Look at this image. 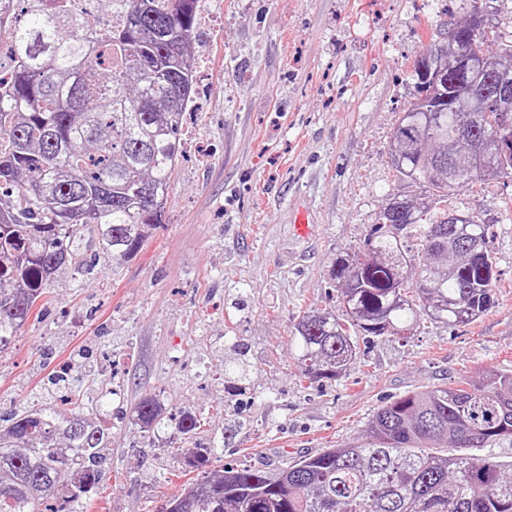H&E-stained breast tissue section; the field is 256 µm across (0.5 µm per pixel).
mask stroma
<instances>
[{
    "instance_id": "1",
    "label": "stroma",
    "mask_w": 512,
    "mask_h": 512,
    "mask_svg": "<svg viewBox=\"0 0 512 512\" xmlns=\"http://www.w3.org/2000/svg\"><path fill=\"white\" fill-rule=\"evenodd\" d=\"M473 0H201L198 94L165 218L136 258H96L64 277L37 321L0 354V416L83 400L112 431L93 512H163L188 482L196 448L225 463L279 466L360 442L382 405L467 377L512 372V178L456 192L452 206L490 223L501 270L493 305L454 328L423 320L405 338L361 345L337 381L303 379L289 330L333 312L336 254L364 248L396 188L394 128L416 98L414 63ZM313 219L298 235L292 207ZM248 382L224 389V365ZM119 388L106 410L101 396ZM155 395L170 421L144 431ZM207 424L184 441L181 411ZM138 420L147 431L158 432L165 427V418L163 410L158 400L152 396L144 397L136 407Z\"/></svg>"
}]
</instances>
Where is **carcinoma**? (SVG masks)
<instances>
[{
  "instance_id": "1",
  "label": "carcinoma",
  "mask_w": 512,
  "mask_h": 512,
  "mask_svg": "<svg viewBox=\"0 0 512 512\" xmlns=\"http://www.w3.org/2000/svg\"><path fill=\"white\" fill-rule=\"evenodd\" d=\"M90 24L81 0H25V24L11 22L12 72L0 87V353L37 316L49 289L77 260L82 232L95 231L114 261L138 256L163 221L166 188L182 155L181 110L195 92V24L200 0H105ZM472 26L448 21V35L418 59L442 63L451 84L415 82L425 96L398 122L389 153L403 189L380 208L363 252L336 255L329 273L339 310L305 311L290 342L309 382L338 380L359 340L405 336L421 317L450 327L474 321L500 280L491 225L448 206L456 192L503 177L490 148L499 100L475 104L452 83L459 43ZM512 75V41L487 66ZM468 126L460 140L456 127ZM247 371L224 369L241 389ZM148 431L165 426L152 396L140 400ZM202 415H180L191 437ZM0 432V512H82L112 432L78 402L62 412L34 404ZM512 441V373L404 394L380 407L367 438L324 448L271 472L226 465L168 504L176 512H512V460L469 451Z\"/></svg>"
}]
</instances>
